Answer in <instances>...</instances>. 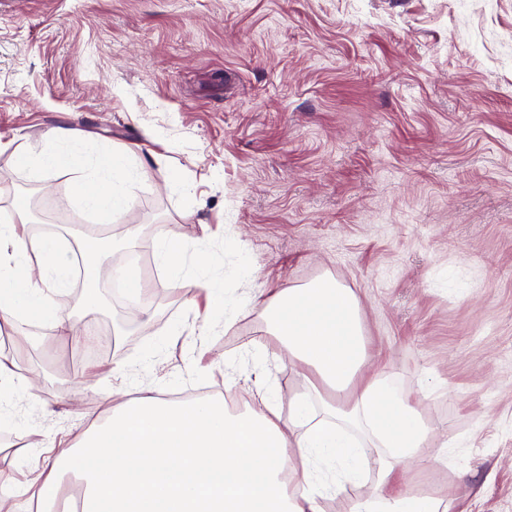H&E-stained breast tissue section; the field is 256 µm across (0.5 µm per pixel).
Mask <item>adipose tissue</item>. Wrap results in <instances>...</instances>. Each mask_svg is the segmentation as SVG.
<instances>
[{"label":"adipose tissue","mask_w":512,"mask_h":512,"mask_svg":"<svg viewBox=\"0 0 512 512\" xmlns=\"http://www.w3.org/2000/svg\"><path fill=\"white\" fill-rule=\"evenodd\" d=\"M82 137L75 129H54L55 150L24 151L20 159L35 169L70 171L74 195L86 209L120 215L140 171L126 151L87 166L74 149ZM15 210L0 222V322L48 320L59 335L81 344L85 331L58 316L52 303L71 276L58 240L29 236L25 205ZM155 254L168 276L194 267V284L206 296L200 333L209 331L219 308L225 323H233L235 299L225 296L223 280L202 258L188 254L180 234L161 228ZM252 300L303 379L305 391L288 412H281L256 352L249 355L252 375L239 387L248 402L237 414L221 397L180 403L143 387L131 400L127 389L113 390L111 416L84 431L78 444L55 448L37 491L0 477V512H54L65 474L85 487L81 512H324L325 498L360 484L369 471L375 483L353 512H448L443 499L401 487L407 464H437L441 451L432 447L417 405L389 378L366 376L372 354L354 290L327 273L302 286L257 289ZM321 388L350 398L314 409L310 395Z\"/></svg>","instance_id":"obj_1"}]
</instances>
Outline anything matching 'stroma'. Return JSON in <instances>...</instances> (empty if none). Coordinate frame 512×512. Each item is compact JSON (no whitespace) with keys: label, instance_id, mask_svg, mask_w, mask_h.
<instances>
[{"label":"stroma","instance_id":"35a3bbf8","mask_svg":"<svg viewBox=\"0 0 512 512\" xmlns=\"http://www.w3.org/2000/svg\"><path fill=\"white\" fill-rule=\"evenodd\" d=\"M58 127L86 132V159H143L121 218L73 205L70 172L22 165L19 149H53ZM1 170L41 191L29 229L66 240L65 258L111 241L105 283L130 262L128 234L150 248L165 225L242 304L199 337L192 272L151 261L152 299L98 291L126 322L112 350L15 322L35 399L0 423V472L35 478L45 457L15 448L78 439L111 415L114 387L223 395L226 361L253 343L289 401L303 382L247 297L330 273L448 443L403 486L454 512H512V0H0ZM244 256L251 284L232 276Z\"/></svg>","mask_w":512,"mask_h":512}]
</instances>
